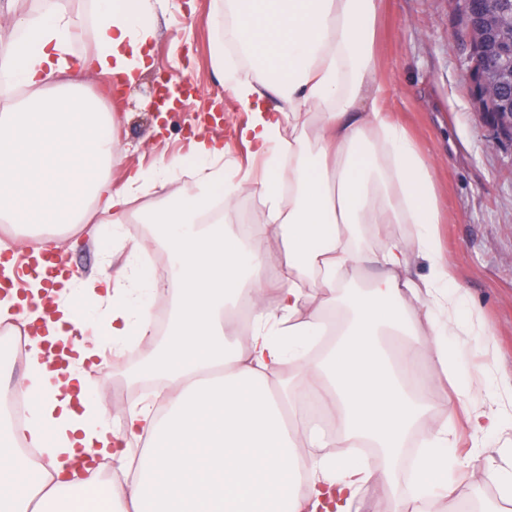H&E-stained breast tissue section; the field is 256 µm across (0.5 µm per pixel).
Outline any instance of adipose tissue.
<instances>
[{"mask_svg": "<svg viewBox=\"0 0 512 512\" xmlns=\"http://www.w3.org/2000/svg\"><path fill=\"white\" fill-rule=\"evenodd\" d=\"M159 2L93 0L94 50L81 57L71 0L14 16L0 39V222L22 226L37 245L45 231L97 211L132 253L106 294L70 281L58 319L28 339L14 394L35 404L24 426L0 419V512H352L370 490L378 510L435 512L459 488L447 420L413 462V495L396 498L392 484L435 389L414 383L410 368L421 350L435 373L455 370L448 341L464 324L462 288L439 257L431 166L384 106L371 32L380 0H213L223 29L214 71L251 112L241 136L264 170L252 176L217 139L200 140L196 180L173 196L176 159L112 182L122 120L68 77L80 69L135 82L150 67ZM152 189L159 205L130 217V198ZM217 190L228 213L242 194L259 198L262 232L280 249L244 246L234 225L206 223ZM135 222L156 225L175 293L168 337L139 370L161 381L164 406L134 405L115 431L102 401L80 388L82 363L128 337L154 336L159 285L135 258ZM390 224L412 232L392 235ZM371 234L378 247L367 244ZM418 252L431 268L416 281ZM415 302L429 306L428 331L413 323ZM229 309L248 316L234 337L222 326ZM59 341L79 356L63 372L49 351ZM309 392L336 412L335 431L293 423L294 402ZM459 409L475 435L501 433L512 424V391ZM131 439L147 442L131 481L89 478L74 465L123 459ZM359 443L381 449L384 465L334 454Z\"/></svg>", "mask_w": 512, "mask_h": 512, "instance_id": "1", "label": "adipose tissue"}]
</instances>
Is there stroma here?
<instances>
[{
    "mask_svg": "<svg viewBox=\"0 0 512 512\" xmlns=\"http://www.w3.org/2000/svg\"><path fill=\"white\" fill-rule=\"evenodd\" d=\"M210 8L211 0H164L158 8L154 66L112 105L124 121L113 182L121 181L125 169H147L162 157L190 160L187 143L197 131L194 114L216 99L224 103V124L215 137L242 167L260 170V160L240 137L251 114L231 100L213 71ZM462 30L457 0H383L376 23V65L392 119L410 132L432 165L441 209V257L463 288L467 308L493 334L488 348L477 330L459 334V341L470 347L467 377L495 393L512 389V146L493 145L490 130L475 115ZM163 75L176 82L190 78L194 91L159 131L154 127V87ZM53 243L70 258L79 281L100 292L129 252L113 239L108 224L61 231ZM148 354L144 344L120 358L107 352L102 363L87 368L85 384L90 393L103 397L110 419H117L141 391L127 372ZM446 399L445 392L433 394L432 410L418 436L445 416ZM448 419L457 433L462 463L460 497L496 506L501 492L487 482L482 461L472 459L473 437L464 418L455 414Z\"/></svg>",
    "mask_w": 512,
    "mask_h": 512,
    "instance_id": "1",
    "label": "stroma"
}]
</instances>
